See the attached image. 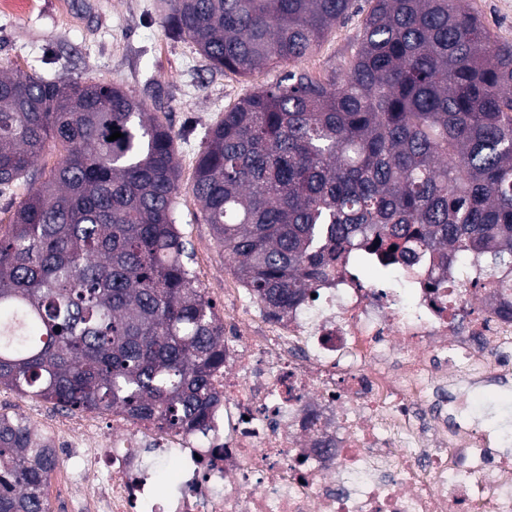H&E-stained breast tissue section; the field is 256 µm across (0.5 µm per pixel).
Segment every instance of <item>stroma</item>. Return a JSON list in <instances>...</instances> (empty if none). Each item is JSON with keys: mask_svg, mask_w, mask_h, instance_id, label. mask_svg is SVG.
Wrapping results in <instances>:
<instances>
[{"mask_svg": "<svg viewBox=\"0 0 512 512\" xmlns=\"http://www.w3.org/2000/svg\"><path fill=\"white\" fill-rule=\"evenodd\" d=\"M464 6L499 41L512 43V0H464ZM370 7V0H354L302 69L322 78L347 61ZM0 65L121 87L183 132L177 143L180 230L193 252L197 283L215 312L223 313L224 285L234 277L233 265L193 198L195 158L207 130L225 111L245 94L276 85L285 67L248 75L213 68L193 44L168 33L161 0H23L0 10ZM460 397L479 408L495 406L503 413L500 425L512 422L507 418L512 380H478L463 385ZM0 407L27 418L36 430L41 418L58 412L53 404L6 386L0 387Z\"/></svg>", "mask_w": 512, "mask_h": 512, "instance_id": "stroma-1", "label": "stroma"}]
</instances>
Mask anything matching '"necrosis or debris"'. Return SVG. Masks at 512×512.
I'll return each mask as SVG.
<instances>
[{"instance_id":"4bbe7bcc","label":"necrosis or debris","mask_w":512,"mask_h":512,"mask_svg":"<svg viewBox=\"0 0 512 512\" xmlns=\"http://www.w3.org/2000/svg\"><path fill=\"white\" fill-rule=\"evenodd\" d=\"M482 281L464 253L444 278L426 256L396 265L387 288L346 264L263 334L225 302L206 430L49 419L76 470L60 490L78 512H512L505 435L448 393L512 378V319ZM145 452L178 458L177 493L153 504Z\"/></svg>"}]
</instances>
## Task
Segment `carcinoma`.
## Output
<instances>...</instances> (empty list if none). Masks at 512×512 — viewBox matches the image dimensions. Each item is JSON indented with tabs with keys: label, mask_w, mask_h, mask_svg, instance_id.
<instances>
[{
	"label": "carcinoma",
	"mask_w": 512,
	"mask_h": 512,
	"mask_svg": "<svg viewBox=\"0 0 512 512\" xmlns=\"http://www.w3.org/2000/svg\"><path fill=\"white\" fill-rule=\"evenodd\" d=\"M211 65L288 71L210 127L192 193L268 314L311 299L351 251L512 289V44L461 0H372L345 69L298 68L352 0H166ZM119 131L123 137L109 140ZM179 133L130 92L0 72V385L64 410L203 427L224 324L177 224ZM52 147L56 163H34ZM56 450L0 419V512H48Z\"/></svg>",
	"instance_id": "1"
}]
</instances>
